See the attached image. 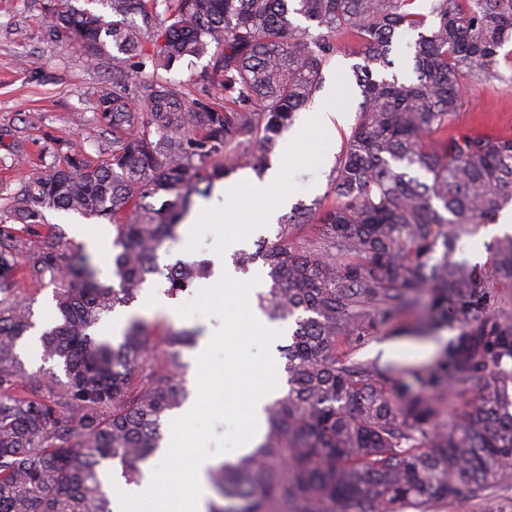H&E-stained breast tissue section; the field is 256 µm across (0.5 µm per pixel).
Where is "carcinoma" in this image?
Returning a JSON list of instances; mask_svg holds the SVG:
<instances>
[{
  "label": "carcinoma",
  "mask_w": 512,
  "mask_h": 512,
  "mask_svg": "<svg viewBox=\"0 0 512 512\" xmlns=\"http://www.w3.org/2000/svg\"><path fill=\"white\" fill-rule=\"evenodd\" d=\"M157 0H106L114 19L45 0L50 28L65 29L112 57V91L96 103L118 136L109 157L80 152L54 161L12 197L17 221L41 223L44 210L112 221L117 232L112 283L85 257L50 245L21 263L0 226V512H111L112 490L98 471L118 459L140 484L169 416L188 396L182 351L195 329L132 317L113 344L88 329L128 307L155 277L174 297L189 287L183 264L160 266L192 196L219 172L199 163L251 148L266 160L321 86L346 36L363 97L336 164V202L317 215L300 204L281 218L275 239L232 264L266 268L258 308L293 321L286 386L267 409L262 441L208 474L218 499L209 512H429L468 490L512 480V317L490 314L496 286H512V235L490 246L491 276L454 258L463 236L512 203V139L448 137L464 84L498 77L500 50L512 42V0H432L436 22L409 9L416 0H164L168 25L146 33ZM321 29L314 38L290 13ZM415 77L388 73L401 29ZM230 93L224 107L195 111L181 86L157 75L210 48ZM175 199L159 208V192ZM316 222L315 239L302 228ZM445 251L434 263L437 242ZM50 275L62 323L46 334V355L62 359L66 381L27 372L16 353L31 328L24 277ZM430 290L426 326L459 325L448 380L480 382L479 403L454 430L435 427L437 410L403 378L405 366L337 356L341 344L371 334L390 315L414 311Z\"/></svg>",
  "instance_id": "cac0c4a2"
}]
</instances>
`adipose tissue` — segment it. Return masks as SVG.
<instances>
[{"instance_id": "ef3b65f1", "label": "adipose tissue", "mask_w": 512, "mask_h": 512, "mask_svg": "<svg viewBox=\"0 0 512 512\" xmlns=\"http://www.w3.org/2000/svg\"><path fill=\"white\" fill-rule=\"evenodd\" d=\"M346 119V113L337 111L335 100L324 101L303 122L289 130L282 142L283 159L264 180L225 185L223 212L199 209L192 218L193 223L224 222L225 248L229 251L240 244L239 225L275 223L282 206L298 190L292 177L293 169L304 165L310 158L320 164L330 160L336 151L338 130ZM272 184L280 185L282 191L276 203L268 205L264 202V194Z\"/></svg>"}]
</instances>
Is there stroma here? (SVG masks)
<instances>
[{"label":"stroma","instance_id":"35a3bbf8","mask_svg":"<svg viewBox=\"0 0 512 512\" xmlns=\"http://www.w3.org/2000/svg\"><path fill=\"white\" fill-rule=\"evenodd\" d=\"M42 6L43 0H0V225L11 228L13 244L22 258L28 247L48 241L70 255L83 252L84 247L74 235L75 225L83 221L80 215L48 210L43 222L31 229L14 220L7 199L21 181L76 150L91 160L112 152V131L99 123L95 112L100 92L112 86V59L90 56L68 31L50 30L42 20ZM355 62L350 55H335L325 66L322 86L315 95L319 101L333 97L342 102L348 114L346 126L339 130L343 138L355 125L362 100L352 70ZM495 69L497 80L473 82L463 89L461 105L448 126L449 135L512 137V54L499 55ZM168 77L181 82L197 111L223 106L224 77L214 70L210 57L184 59ZM335 168L330 162L296 170V179L305 184L297 192V200L332 202ZM178 232L179 239L161 253V263L207 260L223 267V225L182 226ZM203 282V277H195L187 292L160 310L149 307L147 296L152 288H163V281L144 285L130 310L137 316L160 317L177 327L194 328L201 338H209L221 325L217 317L196 314L184 318L177 312L199 295ZM458 334V329L441 327L418 336L413 316L400 314L372 334L343 345L341 351L350 360L366 361L374 357L373 344L422 340L428 352L418 359H402L417 372L408 384L439 407L437 424L448 431L456 426L461 410L479 396L472 383L460 390L448 388V348Z\"/></svg>","mask_w":512,"mask_h":512}]
</instances>
